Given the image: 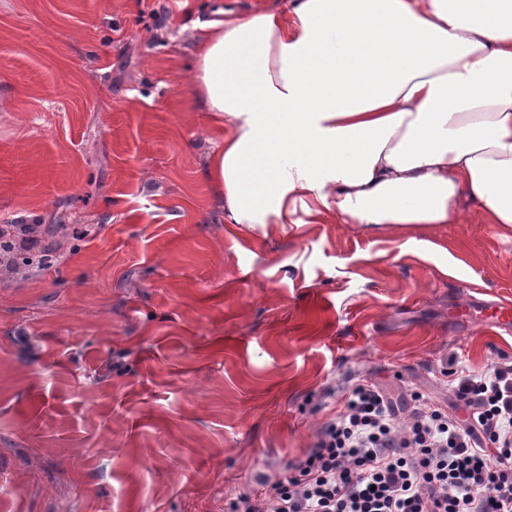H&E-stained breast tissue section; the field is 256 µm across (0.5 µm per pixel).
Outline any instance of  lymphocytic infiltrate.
<instances>
[{
    "instance_id": "f902f5d3",
    "label": "lymphocytic infiltrate",
    "mask_w": 512,
    "mask_h": 512,
    "mask_svg": "<svg viewBox=\"0 0 512 512\" xmlns=\"http://www.w3.org/2000/svg\"><path fill=\"white\" fill-rule=\"evenodd\" d=\"M48 249L36 225H1L0 275ZM441 374L467 419L415 393L400 424L371 378L351 377L305 459L238 493L229 512H512V364L477 376L452 358Z\"/></svg>"
}]
</instances>
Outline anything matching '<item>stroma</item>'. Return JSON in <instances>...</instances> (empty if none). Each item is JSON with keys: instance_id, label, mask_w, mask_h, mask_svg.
<instances>
[{"instance_id": "1", "label": "stroma", "mask_w": 512, "mask_h": 512, "mask_svg": "<svg viewBox=\"0 0 512 512\" xmlns=\"http://www.w3.org/2000/svg\"><path fill=\"white\" fill-rule=\"evenodd\" d=\"M212 0H0V512H228L305 457L352 373L452 405L512 362V236L233 224L190 65ZM82 229L73 237V229ZM38 224H1L0 226V275L16 272L15 258L18 253L50 252L48 244L38 234Z\"/></svg>"}]
</instances>
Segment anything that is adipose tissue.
Returning a JSON list of instances; mask_svg holds the SVG:
<instances>
[{
  "label": "adipose tissue",
  "mask_w": 512,
  "mask_h": 512,
  "mask_svg": "<svg viewBox=\"0 0 512 512\" xmlns=\"http://www.w3.org/2000/svg\"><path fill=\"white\" fill-rule=\"evenodd\" d=\"M192 86L223 136L209 181L233 224L512 230V0L215 4ZM224 9L232 14H252L281 7L285 0H223Z\"/></svg>",
  "instance_id": "adipose-tissue-1"
}]
</instances>
